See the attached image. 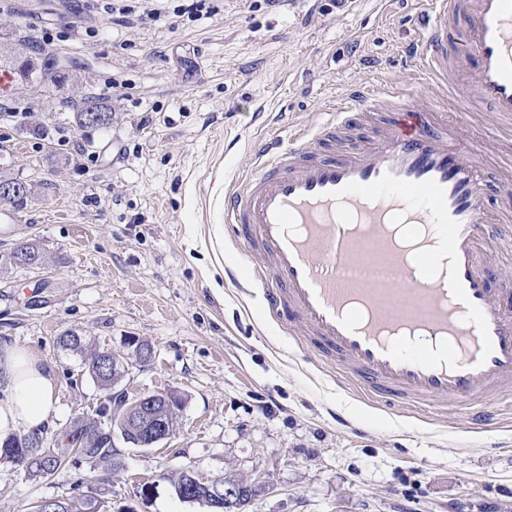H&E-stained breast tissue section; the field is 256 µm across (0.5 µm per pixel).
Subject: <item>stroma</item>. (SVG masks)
I'll return each instance as SVG.
<instances>
[{
	"label": "stroma",
	"mask_w": 512,
	"mask_h": 512,
	"mask_svg": "<svg viewBox=\"0 0 512 512\" xmlns=\"http://www.w3.org/2000/svg\"><path fill=\"white\" fill-rule=\"evenodd\" d=\"M142 0L156 20L129 26L104 0H8L14 23L61 70L80 75L108 128H77L68 85L0 88V169L30 184L19 223L0 226V345L55 369V428L95 413L105 393L56 346L76 329L153 360L132 392L185 396L176 435L122 445L108 481L89 468L34 479L0 461V512L47 498L96 497L108 512H209L178 499L184 467L256 483L246 512H512V422L475 430L460 412L386 409L336 381V369L262 309L254 264L221 221L224 188L254 165L259 138L289 142L352 88L408 82L398 55L418 35L417 0ZM95 37L74 35V28ZM505 121L481 112L461 132L489 144L488 171L512 158ZM34 243L41 262L13 258Z\"/></svg>",
	"instance_id": "stroma-1"
}]
</instances>
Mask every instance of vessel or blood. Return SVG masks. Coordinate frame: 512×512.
Returning <instances> with one entry per match:
<instances>
[{
  "mask_svg": "<svg viewBox=\"0 0 512 512\" xmlns=\"http://www.w3.org/2000/svg\"><path fill=\"white\" fill-rule=\"evenodd\" d=\"M424 29L405 61L456 99L455 115L393 81L349 94L293 145L254 143V169L224 191V222L262 261L266 310L301 327L343 379L377 403L462 405L483 429L489 393L512 397V312L486 267L492 238H512V167L498 173L509 202L490 209L477 148L458 133L472 108L457 95L472 84L512 118V0H430ZM356 129L373 130L367 147L347 146ZM395 219L411 256L388 235ZM364 245L391 265V287L341 278Z\"/></svg>",
  "mask_w": 512,
  "mask_h": 512,
  "instance_id": "b4317fda",
  "label": "vessel or blood"
}]
</instances>
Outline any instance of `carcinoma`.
Wrapping results in <instances>:
<instances>
[{"label": "carcinoma", "instance_id": "obj_1", "mask_svg": "<svg viewBox=\"0 0 512 512\" xmlns=\"http://www.w3.org/2000/svg\"><path fill=\"white\" fill-rule=\"evenodd\" d=\"M32 49L28 39L16 38L9 43L1 41L0 71L13 72L18 84L57 82V73L48 62H40L33 57ZM70 103L76 125L87 126L86 114L91 108L101 111L104 126L112 124V110L99 106L85 88H80V94L70 99ZM56 345L83 358L85 373L105 391L107 402L115 399L112 372L106 367L103 349L89 345L85 338L78 337L74 329L64 330L57 337ZM116 436L132 446L137 441V435L126 418L112 419L99 413L92 418H74L50 439L43 438L40 432L23 434L8 442L0 452L8 455L7 461L22 467L34 478H46L68 464L75 469L85 464L90 470L109 477L123 467V464L116 462ZM35 509L36 512H53L55 509L61 512H101V505L94 497L62 498L58 503L42 500L35 505Z\"/></svg>", "mask_w": 512, "mask_h": 512}]
</instances>
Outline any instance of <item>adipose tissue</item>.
Instances as JSON below:
<instances>
[{
	"label": "adipose tissue",
	"mask_w": 512,
	"mask_h": 512,
	"mask_svg": "<svg viewBox=\"0 0 512 512\" xmlns=\"http://www.w3.org/2000/svg\"><path fill=\"white\" fill-rule=\"evenodd\" d=\"M54 368L25 348H0V444L48 426L58 414Z\"/></svg>",
	"instance_id": "1"
}]
</instances>
